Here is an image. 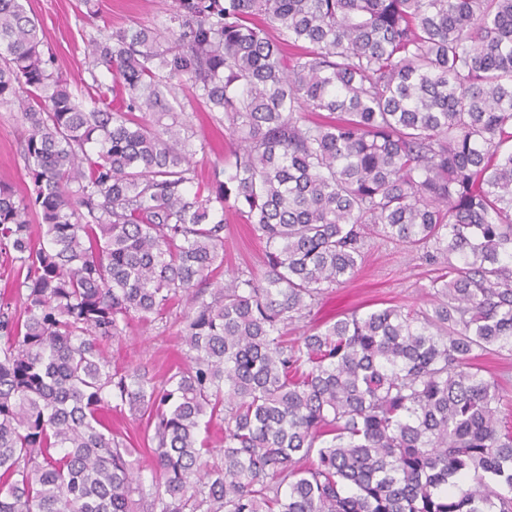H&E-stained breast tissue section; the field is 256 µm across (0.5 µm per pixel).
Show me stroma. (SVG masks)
I'll return each mask as SVG.
<instances>
[{"label":"stroma","mask_w":512,"mask_h":512,"mask_svg":"<svg viewBox=\"0 0 512 512\" xmlns=\"http://www.w3.org/2000/svg\"><path fill=\"white\" fill-rule=\"evenodd\" d=\"M86 9L83 0H29L26 9L37 18L44 39L55 57L57 71L73 85L85 88L93 81L111 83V75L93 72L87 55L91 39L112 30L136 25H158L165 21L172 0H93ZM184 117L191 128L190 145L200 180H207L214 167L223 166L229 140L224 116L204 111L192 100L184 102ZM25 126L13 107L0 105V182L19 193L32 192L21 142ZM224 267L235 272L259 274L263 271L264 244L234 213H226ZM365 260L350 281L327 289L320 317L348 310L365 313L393 305L427 310L431 307L428 287L438 276L445 260L432 247H412L404 243L368 236ZM186 305L173 308L165 321L148 325L132 322L126 332L103 345L113 367H134L154 381H161L170 368L186 361L180 330Z\"/></svg>","instance_id":"1"}]
</instances>
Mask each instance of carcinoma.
Listing matches in <instances>:
<instances>
[{"mask_svg":"<svg viewBox=\"0 0 512 512\" xmlns=\"http://www.w3.org/2000/svg\"><path fill=\"white\" fill-rule=\"evenodd\" d=\"M89 47L112 84L80 96L0 0L34 184L0 183V512H512L509 396L474 363L512 351V0H173ZM186 92L232 146L194 189ZM230 210L260 275L218 278ZM369 235L448 258L432 311L284 339ZM182 301L185 366L112 368L102 342ZM124 406L149 484L107 421ZM114 424L125 432L132 441L134 448H139V466L142 479L148 484L154 471L152 458L147 451V440L145 434V419L139 415H133L128 407L122 408V415H114Z\"/></svg>","mask_w":512,"mask_h":512,"instance_id":"1","label":"carcinoma"}]
</instances>
